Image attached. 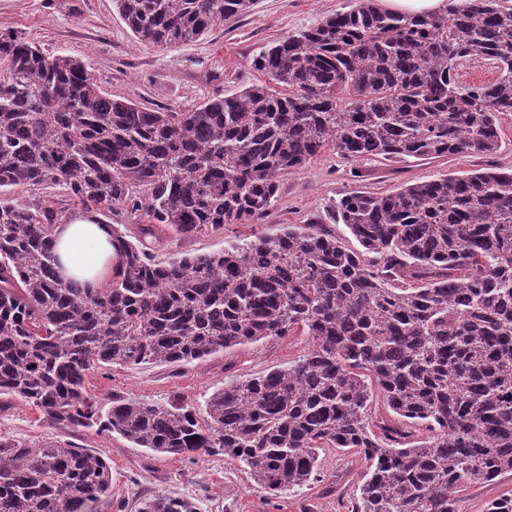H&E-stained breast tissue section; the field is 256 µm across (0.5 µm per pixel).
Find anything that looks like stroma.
Segmentation results:
<instances>
[{"instance_id": "35a3bbf8", "label": "stroma", "mask_w": 512, "mask_h": 512, "mask_svg": "<svg viewBox=\"0 0 512 512\" xmlns=\"http://www.w3.org/2000/svg\"><path fill=\"white\" fill-rule=\"evenodd\" d=\"M350 6L351 0H256L248 14L218 22L198 41L157 49L136 43L113 0H0V31L22 32L49 53L82 61L113 99L150 109L190 110L262 83V73L252 65L255 56ZM501 143L492 155L472 152L397 163L348 160L330 148L281 178L276 201L261 220L191 237L162 229L164 245L157 257L215 252L286 224L308 223L351 189L386 194L441 174L481 167L512 170V114L501 118ZM309 347L308 337L287 336L191 362L100 367L89 374L87 386L106 408L117 398L199 403L225 382L288 366ZM0 437L34 448L49 440L68 442L100 454L111 468L112 501L124 504V512H135L140 497L157 492L194 498L199 512H347L365 471L361 457L329 448L320 453V482L272 497L230 458L155 454L114 433L48 421L38 408L10 395H0Z\"/></svg>"}]
</instances>
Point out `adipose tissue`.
Wrapping results in <instances>:
<instances>
[{
    "mask_svg": "<svg viewBox=\"0 0 512 512\" xmlns=\"http://www.w3.org/2000/svg\"><path fill=\"white\" fill-rule=\"evenodd\" d=\"M57 250L67 277L94 288L112 265L109 237L91 216H78L64 224Z\"/></svg>",
    "mask_w": 512,
    "mask_h": 512,
    "instance_id": "ef3b65f1",
    "label": "adipose tissue"
}]
</instances>
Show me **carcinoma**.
I'll return each instance as SVG.
<instances>
[{
	"label": "carcinoma",
	"mask_w": 512,
	"mask_h": 512,
	"mask_svg": "<svg viewBox=\"0 0 512 512\" xmlns=\"http://www.w3.org/2000/svg\"><path fill=\"white\" fill-rule=\"evenodd\" d=\"M114 2L135 41L159 48L255 4ZM473 56L498 78L458 81ZM253 67L268 82L151 110L112 99L81 61L0 34V394L153 452L223 454L274 496L317 482L320 451L335 448L366 464L351 512H463L458 492L512 473V171L352 190L307 224L207 254L155 252L161 224L191 236L260 220L280 178L330 146L395 162L495 153L512 113V8L448 0L443 13L404 15L354 0ZM14 188L134 219L133 241L107 224L105 284L60 275L65 211L10 199ZM296 332L306 354L224 383L203 415L184 399L105 412L85 386L100 366L188 362ZM379 400L392 418L374 422ZM111 484L99 454L0 438V512H102ZM136 512L198 508L162 492Z\"/></svg>",
	"instance_id": "obj_1"
}]
</instances>
